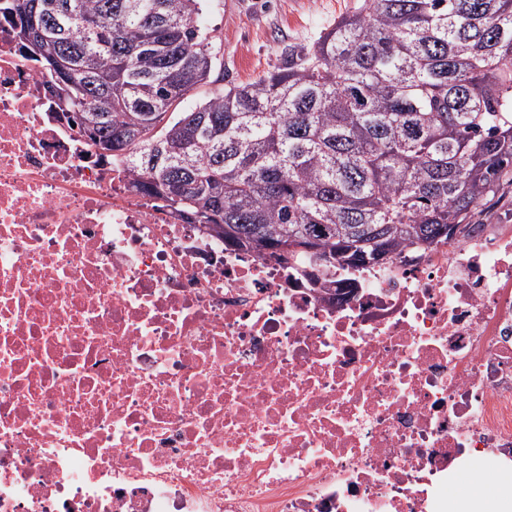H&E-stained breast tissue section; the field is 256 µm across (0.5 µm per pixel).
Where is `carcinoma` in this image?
Wrapping results in <instances>:
<instances>
[{
  "label": "carcinoma",
  "instance_id": "cac0c4a2",
  "mask_svg": "<svg viewBox=\"0 0 512 512\" xmlns=\"http://www.w3.org/2000/svg\"><path fill=\"white\" fill-rule=\"evenodd\" d=\"M205 0H0L18 52L129 189L259 256L375 265L448 240L512 187V0H362L276 68L188 105L215 73ZM188 108L179 112L183 105Z\"/></svg>",
  "mask_w": 512,
  "mask_h": 512
}]
</instances>
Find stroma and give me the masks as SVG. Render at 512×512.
<instances>
[{
	"mask_svg": "<svg viewBox=\"0 0 512 512\" xmlns=\"http://www.w3.org/2000/svg\"><path fill=\"white\" fill-rule=\"evenodd\" d=\"M360 0H208L204 24L221 37L225 82L243 84L273 70L284 43L314 41Z\"/></svg>",
	"mask_w": 512,
	"mask_h": 512,
	"instance_id": "35a3bbf8",
	"label": "stroma"
}]
</instances>
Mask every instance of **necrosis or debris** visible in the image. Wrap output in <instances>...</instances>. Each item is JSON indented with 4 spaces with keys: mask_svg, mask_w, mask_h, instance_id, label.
<instances>
[{
    "mask_svg": "<svg viewBox=\"0 0 512 512\" xmlns=\"http://www.w3.org/2000/svg\"><path fill=\"white\" fill-rule=\"evenodd\" d=\"M45 82L0 27V512H448L512 454V223L322 291L129 191Z\"/></svg>",
    "mask_w": 512,
    "mask_h": 512,
    "instance_id": "obj_1",
    "label": "necrosis or debris"
}]
</instances>
